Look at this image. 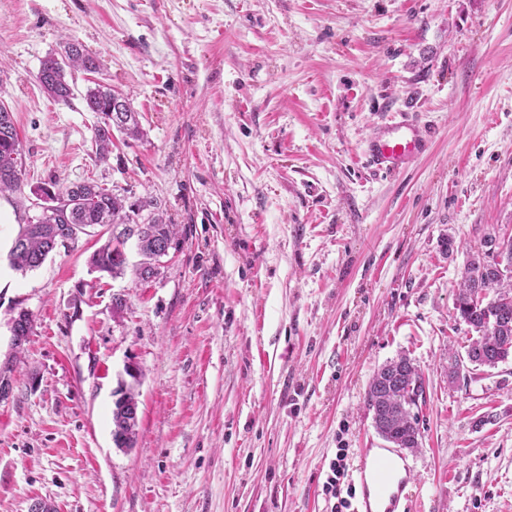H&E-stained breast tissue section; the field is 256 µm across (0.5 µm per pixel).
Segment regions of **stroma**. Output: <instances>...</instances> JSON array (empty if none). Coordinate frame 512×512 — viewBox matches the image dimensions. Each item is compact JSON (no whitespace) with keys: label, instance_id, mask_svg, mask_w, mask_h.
<instances>
[{"label":"stroma","instance_id":"35a3bbf8","mask_svg":"<svg viewBox=\"0 0 512 512\" xmlns=\"http://www.w3.org/2000/svg\"><path fill=\"white\" fill-rule=\"evenodd\" d=\"M68 38L99 69L62 103L37 74ZM99 84L144 128L105 163ZM0 102L27 185L150 197L180 231L146 282L91 269L108 226L23 275L7 255L36 211L0 197V364L33 319L0 402V512H327L337 449L383 444L365 391L402 355L425 380L413 512H512V360L448 380L462 272L512 238V0H0ZM408 107L430 151L371 172L367 136ZM122 394V397L113 402L112 407V436L122 437L121 444L114 442L116 448H133L136 443V437L139 426V413L137 419L132 416L131 406L138 410V398L135 390L128 387L124 381L119 382L118 389L114 396Z\"/></svg>","mask_w":512,"mask_h":512}]
</instances>
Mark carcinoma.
<instances>
[{"label": "carcinoma", "instance_id": "obj_1", "mask_svg": "<svg viewBox=\"0 0 512 512\" xmlns=\"http://www.w3.org/2000/svg\"><path fill=\"white\" fill-rule=\"evenodd\" d=\"M93 72L97 65L77 42L65 46V59L49 56L42 61L38 80L47 94L57 102H68L72 88L67 80V69ZM121 94L108 86L98 85L87 91L86 106L99 115L92 142L96 157L105 161L112 153L114 133L131 140L143 137L140 113L127 106L125 121L112 124V104ZM26 173L23 152L12 112L0 106V195L23 193ZM56 190V207L44 211L21 225L16 240L20 245L9 250L11 266L22 272L39 268L53 253V245L66 246L75 237L88 234L94 226L110 225L112 239L104 242L90 257V265L116 278L126 271L118 245L127 236L133 217L147 213L148 220L137 232V246L142 263L151 265L159 253L168 247H178L177 225L167 221L158 210V203L139 198L127 201L111 193L96 182H83ZM486 258L478 259V266H466L458 285L455 309L475 336L470 338L466 353L473 364L494 368L512 359V275L501 273V260L512 264V239L505 242L490 235L486 238ZM424 379L406 356L390 360L373 373L366 392L365 405L372 415L377 434L398 448L412 451L420 448L421 430L418 407L423 399ZM118 399L112 407V435L122 437L118 448H132L136 443L139 420L131 415V407L138 406L135 390L119 382L114 392Z\"/></svg>", "mask_w": 512, "mask_h": 512}]
</instances>
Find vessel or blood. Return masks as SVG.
Masks as SVG:
<instances>
[{"label": "vessel or blood", "mask_w": 512, "mask_h": 512, "mask_svg": "<svg viewBox=\"0 0 512 512\" xmlns=\"http://www.w3.org/2000/svg\"><path fill=\"white\" fill-rule=\"evenodd\" d=\"M431 131L415 113H397L377 126L366 140L363 156L373 172L392 175L429 147ZM400 449L392 445L362 448L353 468L354 512H410L403 491L410 479V467H397Z\"/></svg>", "instance_id": "vessel-or-blood-1"}]
</instances>
